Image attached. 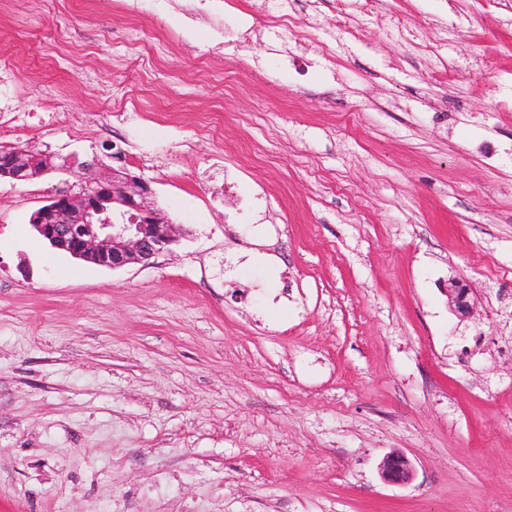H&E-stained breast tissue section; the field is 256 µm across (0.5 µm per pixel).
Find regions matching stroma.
I'll return each instance as SVG.
<instances>
[{
    "label": "stroma",
    "instance_id": "obj_1",
    "mask_svg": "<svg viewBox=\"0 0 512 512\" xmlns=\"http://www.w3.org/2000/svg\"><path fill=\"white\" fill-rule=\"evenodd\" d=\"M231 4L217 56L220 15L0 0V147L115 145L185 232L98 267L32 232L65 174L0 179V512H512V0ZM285 4H288V0H253L251 3L252 9L256 12L269 15L271 17L279 19V24L283 30L288 29V12L285 11ZM278 8L279 10H274ZM12 64V54L1 43L0 55V112H14L11 108V102L14 95V86L11 75L13 70L10 68ZM2 75V76H1ZM448 297L457 316L467 318L472 313V304L469 300V289L456 279L448 281ZM381 474L382 478L388 483L405 485L413 478V467L403 453L392 452L384 458Z\"/></svg>",
    "mask_w": 512,
    "mask_h": 512
}]
</instances>
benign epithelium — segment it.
<instances>
[{"label": "benign epithelium", "instance_id": "7a95c632", "mask_svg": "<svg viewBox=\"0 0 512 512\" xmlns=\"http://www.w3.org/2000/svg\"><path fill=\"white\" fill-rule=\"evenodd\" d=\"M50 172L71 177L66 188L30 216L37 234L53 249L112 270L149 266L178 242L175 225L155 199L151 181L127 167L106 166L99 156L81 160L75 154L56 163L44 152L15 148L0 155V178L26 183ZM448 297L457 316L472 313L469 289L448 281ZM382 478L405 485L413 467L401 452L387 455Z\"/></svg>", "mask_w": 512, "mask_h": 512}]
</instances>
